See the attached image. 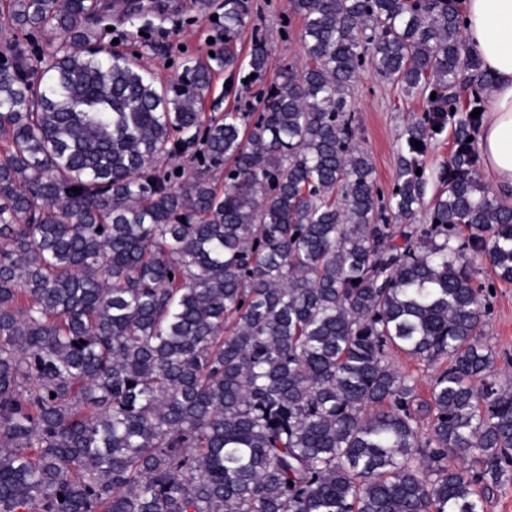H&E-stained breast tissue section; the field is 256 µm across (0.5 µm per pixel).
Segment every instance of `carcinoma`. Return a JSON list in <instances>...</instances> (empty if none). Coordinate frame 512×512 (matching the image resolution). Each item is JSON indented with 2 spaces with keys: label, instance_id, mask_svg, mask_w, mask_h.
Here are the masks:
<instances>
[{
  "label": "carcinoma",
  "instance_id": "1",
  "mask_svg": "<svg viewBox=\"0 0 512 512\" xmlns=\"http://www.w3.org/2000/svg\"><path fill=\"white\" fill-rule=\"evenodd\" d=\"M292 8L305 61L261 111L206 117L244 0L224 56L166 84L94 48L105 0H11V30L62 41L0 68V512H484L512 482L467 258L512 282V207L478 181L494 82L459 0ZM367 62L427 103L388 193L349 101ZM394 350L448 362L429 400ZM452 151V127L448 124L442 134L430 141L426 153L422 156V161L428 169L437 168L441 163L448 160Z\"/></svg>",
  "mask_w": 512,
  "mask_h": 512
}]
</instances>
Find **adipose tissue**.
<instances>
[{"instance_id": "obj_1", "label": "adipose tissue", "mask_w": 512, "mask_h": 512, "mask_svg": "<svg viewBox=\"0 0 512 512\" xmlns=\"http://www.w3.org/2000/svg\"><path fill=\"white\" fill-rule=\"evenodd\" d=\"M467 47L493 78L478 142L487 177L512 196V0H464Z\"/></svg>"}]
</instances>
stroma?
I'll return each mask as SVG.
<instances>
[{"label": "stroma", "instance_id": "35a3bbf8", "mask_svg": "<svg viewBox=\"0 0 512 512\" xmlns=\"http://www.w3.org/2000/svg\"><path fill=\"white\" fill-rule=\"evenodd\" d=\"M142 4L165 15L178 16V24L166 25L163 33L140 35L121 21L112 29L99 32L102 45L119 53H135L161 80L182 76L189 59L205 58L224 50L220 35L224 0H210L207 11H200L196 0H141ZM248 25L236 37L241 73H248V61L255 35H262L269 67L261 81L252 85L250 95L235 100L224 93L228 80L225 71H217L212 91L205 102L206 112L231 108L248 111L258 104V93L279 82V73L288 63H301L303 50L299 39L301 19L292 11L290 0H246ZM355 108L358 141L369 154L373 177L385 191L391 190L401 153L400 134L404 125L426 110L421 96H409L379 77L371 66H364L351 97ZM477 278L494 283L489 299V314L483 325V340L496 354L495 370L500 377L512 379V283L496 280L488 263L477 264Z\"/></svg>", "mask_w": 512, "mask_h": 512}]
</instances>
